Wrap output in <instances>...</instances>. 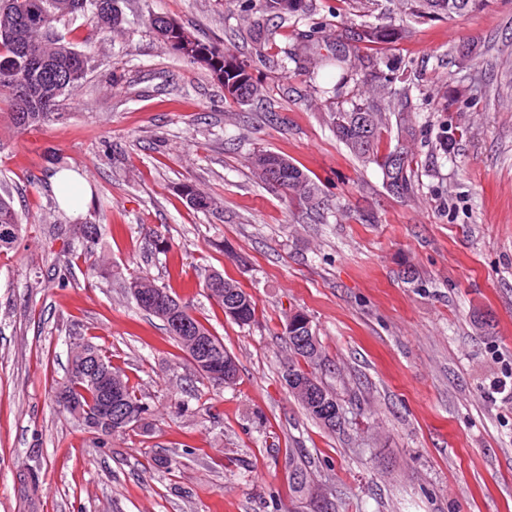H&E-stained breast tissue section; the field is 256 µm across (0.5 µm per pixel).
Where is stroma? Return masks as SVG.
<instances>
[{"instance_id":"1","label":"stroma","mask_w":512,"mask_h":512,"mask_svg":"<svg viewBox=\"0 0 512 512\" xmlns=\"http://www.w3.org/2000/svg\"><path fill=\"white\" fill-rule=\"evenodd\" d=\"M242 0H123L121 32L72 22L90 58L60 120L14 129L0 116V195L23 231L0 250V512H512V0L448 20L400 18L406 36L380 70L413 83L414 195L389 193L327 123L332 68L284 72L292 21L263 15L257 45ZM312 24H384L376 0H316ZM175 19L250 65L260 100L226 103L209 71L174 54L149 15ZM472 44L466 67L457 49ZM456 103L441 112L446 94ZM456 130L443 153L444 125ZM284 154L336 213L290 211L257 180L250 153ZM86 180L85 214L64 210L56 168ZM191 182L218 210L190 208ZM107 224L113 266L169 286L235 356L216 389L139 309L120 279L88 283L64 254L73 225ZM174 248L155 253L145 228ZM70 264L67 288L41 279ZM221 273L257 305L228 321L204 289ZM307 312L345 408L328 431L282 379L285 315ZM111 353L153 414L148 429L100 444L52 400L70 344ZM304 460L312 494L288 492V458ZM168 457L173 470L155 468Z\"/></svg>"}]
</instances>
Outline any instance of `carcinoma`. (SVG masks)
<instances>
[{
	"instance_id": "carcinoma-1",
	"label": "carcinoma",
	"mask_w": 512,
	"mask_h": 512,
	"mask_svg": "<svg viewBox=\"0 0 512 512\" xmlns=\"http://www.w3.org/2000/svg\"><path fill=\"white\" fill-rule=\"evenodd\" d=\"M399 10L409 12L420 19L445 17L453 19L480 10L486 0H398ZM271 13L279 18L288 17L299 23L314 13L313 0H291L288 8L281 6V0H245L243 11L254 9ZM82 15L88 17L91 26L99 30L119 29L124 16L120 0H0V101L9 103V119L14 127H38L55 120L56 107L62 96L77 91L83 84L89 71L90 57L76 49L66 39L63 30L70 20ZM149 25L153 32L165 33L163 42L176 55L197 64L199 56L207 60L206 69L218 75H226L227 81H236L241 75H247V86L252 88L248 100L237 95L224 96V101L239 106L251 102L262 94V84L252 73L245 72L247 64L224 50L202 42L191 31L167 16H152ZM405 29L395 23L352 24L345 29V37L339 39L342 48L335 54L320 58V66L334 67L339 82L347 84L357 76L351 61V55L366 53L368 61H373L382 51L403 40ZM329 126L336 139L364 162L376 164L383 176L385 188L392 194L404 197L414 193V154L410 147L413 127L400 119L398 144L388 146L386 139L389 122L386 106L368 99L356 98L346 106H338L328 113ZM404 155V163L396 171L393 181H388L386 169L395 152ZM266 160L278 166L277 189L282 191L289 203L297 208L320 211L325 210L320 189L310 175L287 157L267 150L252 154L249 163L255 176L264 184L271 185L270 179L259 172V162ZM181 195L197 211L210 212L220 207L215 197L202 192L192 183L180 187ZM23 225L13 207L12 198L0 195V249L10 248L19 238ZM106 230L103 224H82L73 230L71 240L65 243L63 253H71L76 246L82 247L81 255L87 264L88 277L115 276L112 263L104 256L96 255L94 245L102 238ZM224 285L236 290L240 299L238 308L230 310L224 301H219L227 319L240 326H249L257 321L256 303L252 296L231 278L224 279ZM124 287L134 298L137 306L149 314L166 321L165 313L145 306L141 296L153 292L166 298L172 296L169 288L159 285L144 271H132L124 279ZM179 317L187 321L195 334L210 345L209 358L218 364L230 353L224 343L205 327L191 312L189 306L180 304ZM298 315L289 312L286 318L285 335L290 358L284 365L282 378L288 385L292 396L301 404L306 413L324 428L334 431L336 424L328 423L325 415L315 405L295 391L290 384L288 374L298 379L314 380L323 384L318 370L322 368L323 349L316 343V349L304 350L296 342L291 326ZM97 356L102 365L112 370V374L121 377L120 399L126 411L134 415L133 429L149 426L148 417L151 407L138 396L135 387L122 377V372L112 367V357L108 356L94 343L77 339L71 351L70 365L66 378L57 383L55 390L62 388L70 391L74 406L65 411L79 418L82 406L97 402L101 395L99 381L85 373L88 355ZM290 475L288 490L302 493L308 490V471L303 464L289 455Z\"/></svg>"
}]
</instances>
